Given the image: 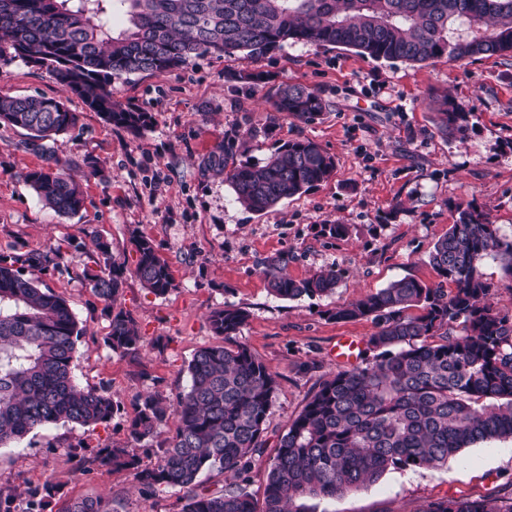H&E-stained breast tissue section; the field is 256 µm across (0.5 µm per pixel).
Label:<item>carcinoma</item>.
<instances>
[{"instance_id":"carcinoma-1","label":"carcinoma","mask_w":512,"mask_h":512,"mask_svg":"<svg viewBox=\"0 0 512 512\" xmlns=\"http://www.w3.org/2000/svg\"><path fill=\"white\" fill-rule=\"evenodd\" d=\"M121 11L129 26L113 32ZM344 47L376 60L425 64L443 55L454 62L512 54V0H0V61L39 56L66 92L79 97L109 124L138 135L146 113L112 99V81L183 69L211 54L256 60L288 42ZM269 122L293 116L311 121L326 108L318 91L301 84L269 96ZM471 113L445 96L434 120L445 138L468 130ZM78 116L60 99L0 98V124L23 129L27 149L46 165L21 174L38 199L61 217L84 205L71 163L47 143L75 129ZM335 159L308 139L289 141L256 166L226 169L224 148L203 170L225 175L235 200L264 213L285 199L328 180ZM458 218L428 253L442 282L428 286L403 277L328 312L336 321L369 319L371 357L325 379L278 443L267 468L262 508L243 488L210 490L203 471L247 480L262 461L266 423L279 376L237 340L248 313L226 306L209 317L222 343L200 348L187 367L189 385L168 401L146 391L129 420L135 443L157 442V461L143 465L127 445H106L86 456L70 449L76 471L130 470L143 494L159 487L184 493L182 512H315L311 499L358 491L389 471L439 469L477 444L512 439V315L492 301L481 265L487 258L512 277V234L489 212L457 207ZM131 273L158 296L176 288L153 241L131 234ZM71 258H86L84 274L109 311L105 345L135 359L143 347L133 316L115 309L126 262L111 245L69 242ZM290 257L261 262L269 291L280 299L335 292L336 266L303 279L286 273ZM67 269L58 247L0 254V447L58 423L83 427L109 422L120 405L108 387L84 388L72 363L84 335L66 300L25 275ZM452 288L447 290L442 283ZM416 308L418 314L409 310ZM175 434L162 437L169 422ZM53 476L30 486L22 501L0 491V512H117L112 499H72ZM419 512H512L497 498H442Z\"/></svg>"}]
</instances>
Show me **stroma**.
<instances>
[{"label":"stroma","instance_id":"stroma-1","mask_svg":"<svg viewBox=\"0 0 512 512\" xmlns=\"http://www.w3.org/2000/svg\"><path fill=\"white\" fill-rule=\"evenodd\" d=\"M284 83L317 90L325 112L308 122L285 117L269 125L267 99ZM442 94L472 112L464 137L436 133L431 99ZM29 95L59 99L63 92L46 69L0 63V97ZM112 97L147 113L148 124L135 136L70 99L78 125L52 148L70 160L83 189L84 207L71 219L45 207L22 180V172L43 164L24 148L23 130L0 127V253L16 244L64 246L92 231L131 262L135 229L153 240L176 287L159 297L126 274L119 305L144 339L131 359L105 346L109 319L82 261H70L64 273H40L85 329L72 367L76 381L109 386L120 410L103 425H51L0 448V489L37 485L52 474L68 497L107 496L116 512H182L181 493H140L130 472H75L69 449L127 444L138 393L152 390L172 400L186 389L188 362L217 341L212 311L227 304L245 310L240 342L279 376L267 421L273 447L323 380L345 368L338 341L363 342L374 331L366 319L330 320L328 310L402 277L438 283L427 255L456 220L457 205L489 210L512 233V56L413 65L295 43L255 61L214 54L167 74L116 81ZM299 137L333 155L336 170L266 213L244 210L228 182L202 170L217 148L227 150L229 161L260 165ZM91 161L99 176H90ZM331 224L347 225L348 234L331 235ZM279 252L290 254L288 273L296 279L336 266V291L298 300L271 295L260 263ZM497 492L512 497V439L477 444L437 470L388 472L320 506L323 512H420L438 499Z\"/></svg>","mask_w":512,"mask_h":512}]
</instances>
